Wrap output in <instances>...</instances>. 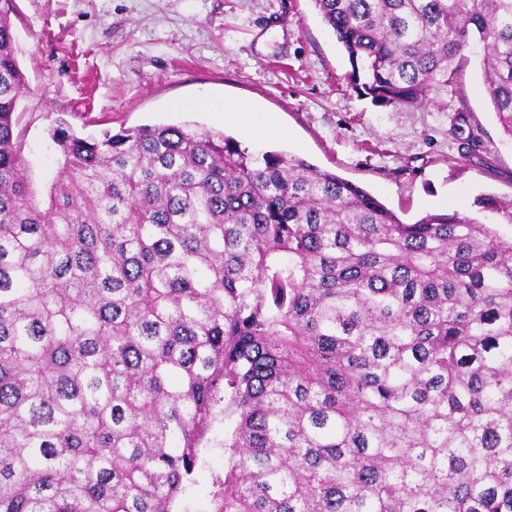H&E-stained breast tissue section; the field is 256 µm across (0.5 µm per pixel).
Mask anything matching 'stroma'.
<instances>
[{
	"label": "stroma",
	"mask_w": 512,
	"mask_h": 512,
	"mask_svg": "<svg viewBox=\"0 0 512 512\" xmlns=\"http://www.w3.org/2000/svg\"><path fill=\"white\" fill-rule=\"evenodd\" d=\"M20 66L29 92L17 132L37 184L57 155L49 131L66 119L82 134L187 123L242 146L304 158L370 192L403 222L426 213L475 218L483 194L512 196V139L484 89L477 53L457 75L467 114L379 106L347 86L348 55L312 0H16ZM271 114L282 133L255 140L223 123L201 97ZM482 146L471 149L470 129ZM224 424L201 450L180 502L210 512L224 472Z\"/></svg>",
	"instance_id": "stroma-1"
}]
</instances>
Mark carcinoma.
Returning <instances> with one entry per match:
<instances>
[{"mask_svg":"<svg viewBox=\"0 0 512 512\" xmlns=\"http://www.w3.org/2000/svg\"><path fill=\"white\" fill-rule=\"evenodd\" d=\"M347 84L419 107L471 40L512 138V0H314ZM0 0V512H512V236L402 222L333 172L190 126L84 137L38 194ZM484 213L512 223V198ZM208 442L203 444L201 450V465L196 476V482L191 485L176 510L189 507L193 512H209L212 510V497L216 488L213 485L215 475L224 474V419L214 424Z\"/></svg>","mask_w":512,"mask_h":512,"instance_id":"carcinoma-1","label":"carcinoma"}]
</instances>
